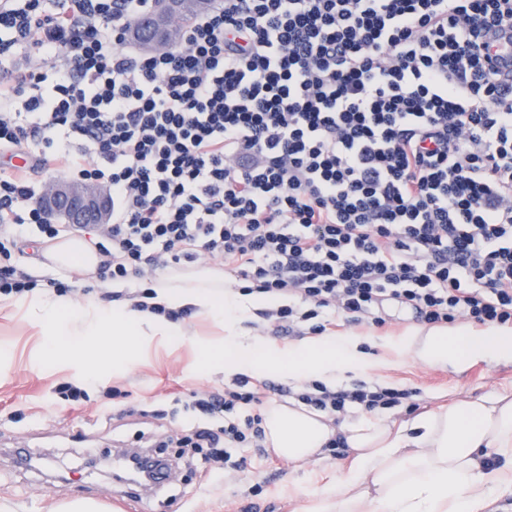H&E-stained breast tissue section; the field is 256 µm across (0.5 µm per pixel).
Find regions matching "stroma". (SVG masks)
<instances>
[{"label":"stroma","instance_id":"obj_1","mask_svg":"<svg viewBox=\"0 0 512 512\" xmlns=\"http://www.w3.org/2000/svg\"><path fill=\"white\" fill-rule=\"evenodd\" d=\"M417 318L397 312L381 328L341 324L364 350L373 340L400 343ZM185 341L150 349L127 366L116 367L128 339L104 337L96 360L49 359L39 328L21 313L0 310V512H58L59 505L84 499L103 512H293L297 497L335 485L348 449L330 454L321 449L315 462L259 456L238 448L243 468L217 474L201 460L189 461L178 448H167L176 477L161 489L130 491L95 471L112 463L121 448H152L155 440L179 438L193 422L173 415L174 397L223 390L221 371L201 373L200 346L224 338V318L192 313L181 321ZM83 384L87 396L74 403L60 394L63 384ZM392 386L413 387L418 411L433 410L457 398L475 399L512 389V360H473L462 366L431 368L403 355L390 373ZM259 496H250L252 486Z\"/></svg>","mask_w":512,"mask_h":512}]
</instances>
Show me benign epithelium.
Returning a JSON list of instances; mask_svg holds the SVG:
<instances>
[{
  "label": "benign epithelium",
  "instance_id": "obj_1",
  "mask_svg": "<svg viewBox=\"0 0 512 512\" xmlns=\"http://www.w3.org/2000/svg\"><path fill=\"white\" fill-rule=\"evenodd\" d=\"M180 17L179 0H154L152 19L162 28L172 29ZM42 203L49 216L63 215L70 224H107L111 216L108 193L84 184L54 182L44 191Z\"/></svg>",
  "mask_w": 512,
  "mask_h": 512
}]
</instances>
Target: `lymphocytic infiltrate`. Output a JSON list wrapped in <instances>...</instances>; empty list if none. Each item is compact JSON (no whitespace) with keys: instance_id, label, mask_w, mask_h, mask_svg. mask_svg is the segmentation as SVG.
<instances>
[{"instance_id":"f902f5d3","label":"lymphocytic infiltrate","mask_w":512,"mask_h":512,"mask_svg":"<svg viewBox=\"0 0 512 512\" xmlns=\"http://www.w3.org/2000/svg\"><path fill=\"white\" fill-rule=\"evenodd\" d=\"M152 0H0V298L34 291L29 226L72 235L31 178L68 145L72 180L112 189L93 244L104 303L176 321L138 284L216 264L246 293L287 296L275 333L322 334L335 314L512 324V85L488 33L512 0H216L180 42H124ZM415 389L313 380L295 399L336 416ZM245 376L183 400L182 442L215 468L264 446Z\"/></svg>"}]
</instances>
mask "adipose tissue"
I'll return each instance as SVG.
<instances>
[{
    "instance_id": "adipose-tissue-1",
    "label": "adipose tissue",
    "mask_w": 512,
    "mask_h": 512,
    "mask_svg": "<svg viewBox=\"0 0 512 512\" xmlns=\"http://www.w3.org/2000/svg\"><path fill=\"white\" fill-rule=\"evenodd\" d=\"M153 290L168 308L223 314L224 340L204 353L208 365L222 368L228 379L272 372L291 384L314 376L335 387L349 375H378L394 364L388 357H368L346 334L308 335L286 348L258 337L251 322L258 311L279 307V300L226 290L217 268L163 272ZM11 305L41 330L72 337L80 352L86 336L131 337L130 353L136 356L154 342L184 335L180 325L136 310L109 313L92 301L74 310L65 295L18 297ZM403 349L430 367L495 361L512 357V330L477 331L463 323L417 326ZM264 427L267 444L294 461L316 458L338 433L351 450L335 489L311 494L295 512H488L495 501L512 495V390L453 400L401 423L376 413L349 418L337 428L297 403L274 404L265 411Z\"/></svg>"
}]
</instances>
